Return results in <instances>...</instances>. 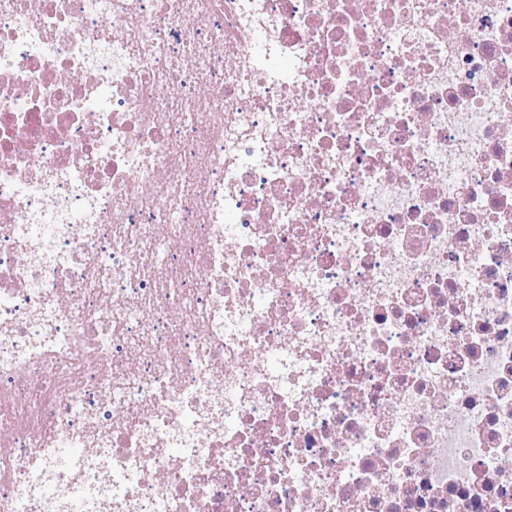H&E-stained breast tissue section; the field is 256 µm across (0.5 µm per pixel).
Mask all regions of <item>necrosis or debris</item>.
<instances>
[{
    "label": "necrosis or debris",
    "mask_w": 512,
    "mask_h": 512,
    "mask_svg": "<svg viewBox=\"0 0 512 512\" xmlns=\"http://www.w3.org/2000/svg\"><path fill=\"white\" fill-rule=\"evenodd\" d=\"M0 512H512V0H0Z\"/></svg>",
    "instance_id": "obj_1"
}]
</instances>
